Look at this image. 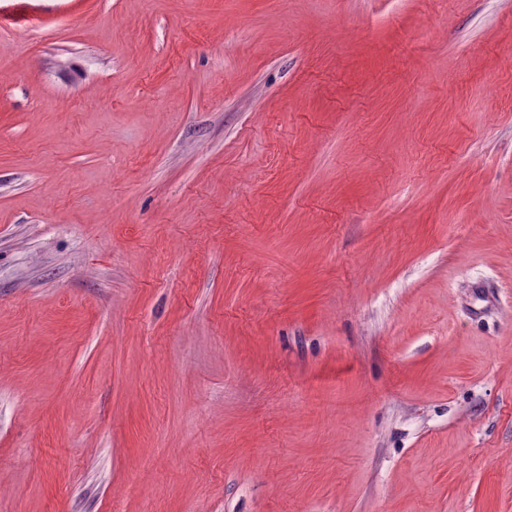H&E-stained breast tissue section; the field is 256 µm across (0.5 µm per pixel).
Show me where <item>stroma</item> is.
Instances as JSON below:
<instances>
[{"label":"stroma","mask_w":512,"mask_h":512,"mask_svg":"<svg viewBox=\"0 0 512 512\" xmlns=\"http://www.w3.org/2000/svg\"><path fill=\"white\" fill-rule=\"evenodd\" d=\"M0 512H512V0H0Z\"/></svg>","instance_id":"stroma-1"}]
</instances>
